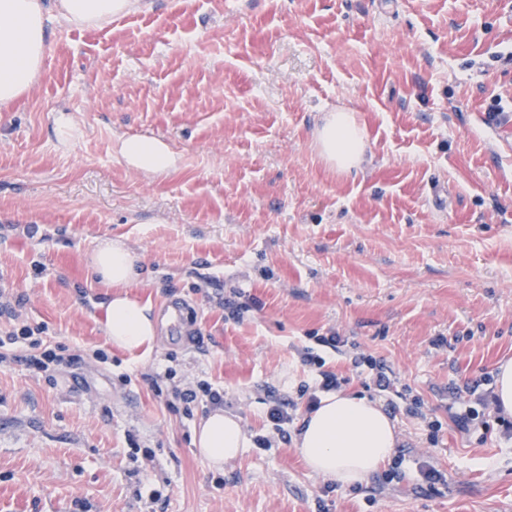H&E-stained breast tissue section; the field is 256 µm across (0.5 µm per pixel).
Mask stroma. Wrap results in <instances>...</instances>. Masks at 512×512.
Returning a JSON list of instances; mask_svg holds the SVG:
<instances>
[{"label": "stroma", "instance_id": "1", "mask_svg": "<svg viewBox=\"0 0 512 512\" xmlns=\"http://www.w3.org/2000/svg\"><path fill=\"white\" fill-rule=\"evenodd\" d=\"M49 39L0 112V290L15 301L0 335L25 325L84 359L51 380L0 365V512L511 507L512 417L483 406L462 432L448 404L512 359V0H153L99 27L52 20ZM339 109L368 133L350 174L314 145ZM118 134L164 141L180 167L133 170ZM105 236L144 256L132 296L158 313L187 301L185 335L159 326L147 353L108 343L85 263ZM334 332L384 360L403 400L317 344ZM305 347L397 422L404 479L386 463L350 487L306 469ZM168 367L171 385L223 386L251 436L269 434L271 397L293 402L290 441L211 467L191 445L208 406L169 411L146 380ZM424 463L441 495L417 487Z\"/></svg>", "mask_w": 512, "mask_h": 512}]
</instances>
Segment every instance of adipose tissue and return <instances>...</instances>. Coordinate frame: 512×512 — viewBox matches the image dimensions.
<instances>
[{
    "mask_svg": "<svg viewBox=\"0 0 512 512\" xmlns=\"http://www.w3.org/2000/svg\"><path fill=\"white\" fill-rule=\"evenodd\" d=\"M152 0H0V107L21 97L37 80L52 50L49 13L77 27H95L112 17L150 9ZM367 131L354 113H328L316 133L320 158L333 170L349 173L365 161ZM115 154L148 175L176 170L179 158L157 139L117 138ZM91 278L110 288L104 332L114 347L151 349L157 326L150 307L129 293L142 276L143 256L119 238L103 237L86 256ZM400 440L396 422L375 401L343 391L323 393L305 418L295 445L315 475L344 486L363 482ZM192 444L211 465L239 457L250 439L239 416L215 408L195 427Z\"/></svg>",
    "mask_w": 512,
    "mask_h": 512,
    "instance_id": "ef3b65f1",
    "label": "adipose tissue"
}]
</instances>
